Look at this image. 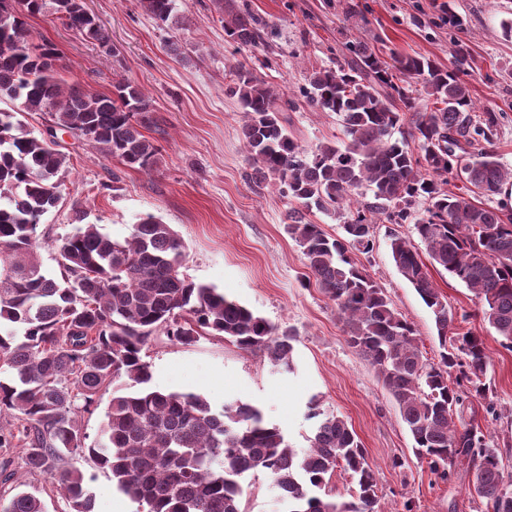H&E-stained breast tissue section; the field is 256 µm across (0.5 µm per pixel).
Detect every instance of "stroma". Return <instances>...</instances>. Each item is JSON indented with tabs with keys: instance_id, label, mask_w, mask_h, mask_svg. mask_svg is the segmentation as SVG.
I'll return each instance as SVG.
<instances>
[{
	"instance_id": "stroma-1",
	"label": "stroma",
	"mask_w": 512,
	"mask_h": 512,
	"mask_svg": "<svg viewBox=\"0 0 512 512\" xmlns=\"http://www.w3.org/2000/svg\"><path fill=\"white\" fill-rule=\"evenodd\" d=\"M84 2L108 34V48L43 14L28 19L35 39L56 46L68 84L107 92L119 75L138 84L157 120L145 134L161 155L151 172L132 171L79 138L60 136L69 161L61 199L39 226L44 268L58 273L53 244L77 231L74 209L86 211L88 223L114 238L129 236L142 217L154 215L182 238L189 280L217 288L272 324L294 328L298 341L295 369L285 372L219 336L187 346L159 332L145 350L152 388L203 394L217 411L236 401L252 403L297 448L309 445L315 427L309 406L319 402L343 416L361 440L377 470L382 512H482L469 493L468 474L444 481L416 459L394 401L373 366L350 346L335 305L306 285L301 250L285 230L293 203L274 184L249 181L242 109L225 91V74L232 64L253 69L294 101L295 110L285 114L288 128L312 146L340 139L341 122L335 113L307 106L300 89L312 70L340 58L344 43L374 46L385 61L421 54L443 68L455 67L462 43L475 107L500 113L495 150L512 168V34L502 29L512 20V0H236L237 8L262 17L272 30L268 47L239 51L212 0H177L179 22L169 26L138 0ZM393 232L416 237L410 224H374L373 248L361 261L415 327L423 353L437 358L433 317L392 260ZM430 274L456 315L454 332L482 336L489 357L487 397L468 398L455 423L495 436L503 445L502 465L512 472V351L500 345L465 286L442 269ZM12 456L18 481L37 492L45 512H68L54 480L30 472L21 450ZM66 465L85 474L94 512H143L89 457H69Z\"/></svg>"
}]
</instances>
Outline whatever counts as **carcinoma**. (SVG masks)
I'll return each instance as SVG.
<instances>
[{
	"label": "carcinoma",
	"instance_id": "cac0c4a2",
	"mask_svg": "<svg viewBox=\"0 0 512 512\" xmlns=\"http://www.w3.org/2000/svg\"><path fill=\"white\" fill-rule=\"evenodd\" d=\"M140 4L164 23L177 17L175 0ZM214 5L237 48L264 40L265 20L239 13L233 0ZM46 12L107 46L84 0H0V100L50 115L53 131L82 138L126 169L152 170L159 148L142 132L153 123L151 99L124 77L108 93L66 85L60 54L35 41L28 24ZM345 48L336 67L313 70L300 90L311 108L340 117V142L299 144L281 120L293 102L243 66L230 71L226 92L244 114L247 177L274 183L300 205L288 212L287 233L308 277L335 304L350 345L388 390L417 458L443 481L466 467L485 512H512V474L501 465L498 443L453 420L465 398L488 392L483 339L448 337L455 314L411 240L393 234L395 266L434 316L441 351L438 360L428 359L414 326L357 259L373 248L374 218L413 223L432 262L474 294L501 344L512 349V213L489 204L512 183V170L487 149L499 114H474L459 68L444 70L422 55H395L388 63L362 43ZM414 79L428 100L420 110ZM66 167L56 141L34 136L16 113L0 111V322L8 326L0 333V415L9 417L0 425V482L11 481L10 452L20 448L29 470L57 480L69 512H93L85 475L65 467L67 457L81 454L109 471L145 512H246L243 481L257 470L279 490L283 512H380L377 471L336 413L312 404L313 436L299 451L255 405L237 401L216 412L200 393L149 386L142 352L160 330L183 345L222 336L287 372L294 369L296 331L188 280L181 238L152 215L116 239L75 211L83 227L56 240L59 276L49 275L38 226L59 200ZM455 173L488 202L444 191ZM313 209L332 211L342 234L331 237L306 220ZM109 389L106 421L89 446L80 412H90ZM339 468L355 486L351 501L328 489ZM3 512H44V505L20 491Z\"/></svg>",
	"mask_w": 512,
	"mask_h": 512
}]
</instances>
